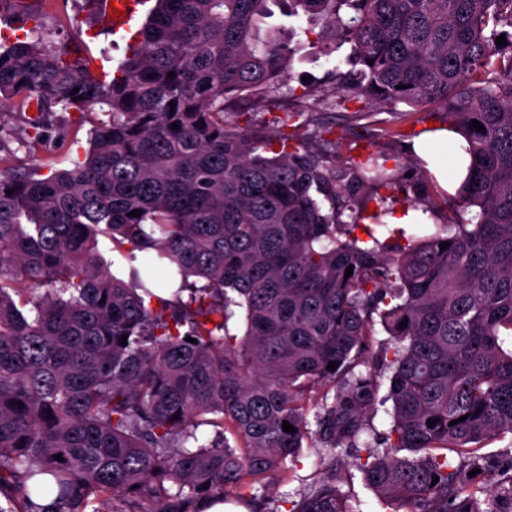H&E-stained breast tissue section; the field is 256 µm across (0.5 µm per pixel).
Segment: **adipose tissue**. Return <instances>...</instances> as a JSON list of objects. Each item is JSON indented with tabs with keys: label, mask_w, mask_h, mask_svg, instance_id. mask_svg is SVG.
<instances>
[{
	"label": "adipose tissue",
	"mask_w": 512,
	"mask_h": 512,
	"mask_svg": "<svg viewBox=\"0 0 512 512\" xmlns=\"http://www.w3.org/2000/svg\"><path fill=\"white\" fill-rule=\"evenodd\" d=\"M455 141V134L447 128L439 127L423 133L408 147L410 153L424 162L437 185L444 190L467 173L468 162L462 154L448 151Z\"/></svg>",
	"instance_id": "obj_1"
}]
</instances>
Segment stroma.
I'll use <instances>...</instances> for the list:
<instances>
[{
    "label": "stroma",
    "mask_w": 512,
    "mask_h": 512,
    "mask_svg": "<svg viewBox=\"0 0 512 512\" xmlns=\"http://www.w3.org/2000/svg\"><path fill=\"white\" fill-rule=\"evenodd\" d=\"M60 13L66 23L59 32L66 43L83 38L92 52L108 49L113 62H120L126 52L125 41L106 34L109 18H95L83 10L80 0H65ZM268 30L294 31V45L297 53L290 76L284 89L277 94L278 103L291 111L303 113L310 129L328 127L332 137L340 144L343 163H350L358 156L377 152L399 162L410 161L407 145L417 133L428 128L430 123H444L445 114L436 106L409 113L393 112L375 104L363 105L344 101L336 88L335 72H347L345 58L350 52L349 45H342L332 56L313 53L309 46L321 29L319 22L308 21L306 16H288L275 12L264 24ZM384 199V207L393 216H403L409 203L423 205L439 204L441 211L450 206L443 196L433 189L429 177L411 175L378 190ZM331 467V458L316 441L304 442L297 465L289 466L285 473L270 481V496L273 505L287 512L290 502L312 489ZM338 474L343 491L349 495L355 512H392L391 507L368 489L354 457H346L345 465Z\"/></svg>",
    "instance_id": "stroma-1"
}]
</instances>
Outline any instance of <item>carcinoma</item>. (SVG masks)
Segmentation results:
<instances>
[{
  "mask_svg": "<svg viewBox=\"0 0 512 512\" xmlns=\"http://www.w3.org/2000/svg\"><path fill=\"white\" fill-rule=\"evenodd\" d=\"M22 3L0 0L25 27L0 41V116L30 144L63 141L65 112L104 118L71 168H0V512L255 502L311 434L333 455L363 449L393 512H512V453L483 452L512 432V0H156L107 84ZM272 4L325 23L314 49L351 45L344 99L444 110L469 164L437 232L381 241L382 212L354 205L402 164L336 165L299 112L272 116L278 135L253 121L295 55L292 34H260ZM232 100L251 111L226 119ZM102 237L151 265L115 277ZM288 512L355 510L333 474Z\"/></svg>",
  "mask_w": 512,
  "mask_h": 512,
  "instance_id": "1",
  "label": "carcinoma"
}]
</instances>
